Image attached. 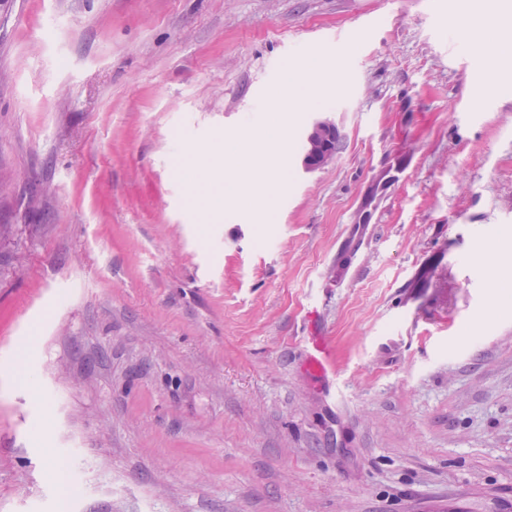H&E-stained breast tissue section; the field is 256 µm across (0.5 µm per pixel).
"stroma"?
Segmentation results:
<instances>
[{
  "label": "stroma",
  "instance_id": "obj_1",
  "mask_svg": "<svg viewBox=\"0 0 512 512\" xmlns=\"http://www.w3.org/2000/svg\"><path fill=\"white\" fill-rule=\"evenodd\" d=\"M485 16L0 0V512H512V60L453 47ZM309 59L342 85L276 116ZM279 122L283 188L200 220L187 152ZM342 139L336 122L329 118L316 120L305 132L302 144V167L315 171L336 158ZM312 353L309 356L307 367L309 370L325 373L334 366L333 348L322 336H310Z\"/></svg>",
  "mask_w": 512,
  "mask_h": 512
}]
</instances>
